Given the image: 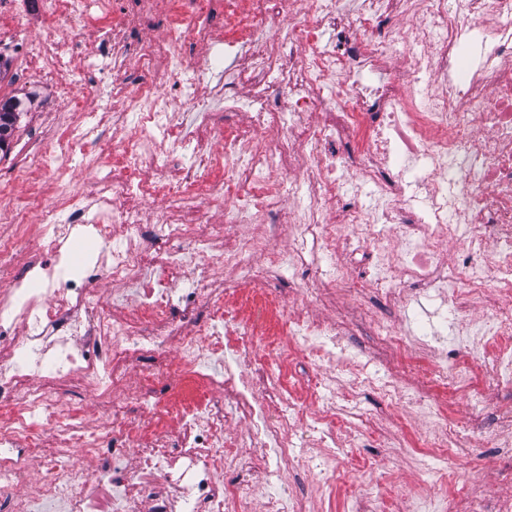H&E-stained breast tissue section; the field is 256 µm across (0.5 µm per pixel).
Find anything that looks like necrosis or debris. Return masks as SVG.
<instances>
[{
	"mask_svg": "<svg viewBox=\"0 0 512 512\" xmlns=\"http://www.w3.org/2000/svg\"><path fill=\"white\" fill-rule=\"evenodd\" d=\"M173 2L176 20L158 40L144 35L156 0H37L52 24L32 37L18 14L0 28L68 102L88 74L112 71L106 97L33 150L49 193L0 194V512H250L255 472L275 489L264 512H304L284 487L296 431L324 450L302 467L341 480L364 465L336 448L357 404L337 406L322 384L306 398L289 391L245 329L268 317L284 319L285 349H300L319 373L377 384L395 414L403 391L425 382L477 405L455 352L422 378L374 381L372 366L408 342L366 307L371 283L392 307L410 302L412 286L460 314L487 297L491 315L461 328L482 337L489 382L512 389V0H359L352 16L342 0H250L244 12L239 0ZM216 13L240 32L224 43L237 66L221 84L209 80L214 62L186 53L212 42L200 19ZM77 24L98 25L110 59L73 67L58 34ZM329 26L336 39L325 43ZM269 29L272 41L254 42ZM246 84L247 123L224 125L209 110L213 95L232 101ZM177 101L204 114L188 168L173 163L184 144ZM112 129L111 160L91 155ZM77 158L95 171L83 185L68 176ZM344 174L374 185L378 219L340 193ZM283 183L306 186L297 216L261 238L240 232L276 209ZM216 213L222 223H212ZM379 222L394 226L393 239L379 238ZM282 237L287 248H270ZM79 240L92 251L75 252ZM340 240L364 264L359 276L315 269L291 305L266 288L280 267L305 266L309 250L335 256ZM447 242L458 247L451 260ZM187 278L196 288L177 295ZM108 284L136 287L134 301L106 304ZM337 299L343 320L369 325L377 349L333 343L335 324L314 310ZM220 360L223 372H212ZM70 379L94 394L98 428L68 399ZM157 383L168 394H155ZM134 406L147 408L148 424L130 417ZM419 411L430 424L419 441L453 453L445 402ZM78 451L97 470L76 465Z\"/></svg>",
	"mask_w": 512,
	"mask_h": 512,
	"instance_id": "4bbe7bcc",
	"label": "necrosis or debris"
}]
</instances>
